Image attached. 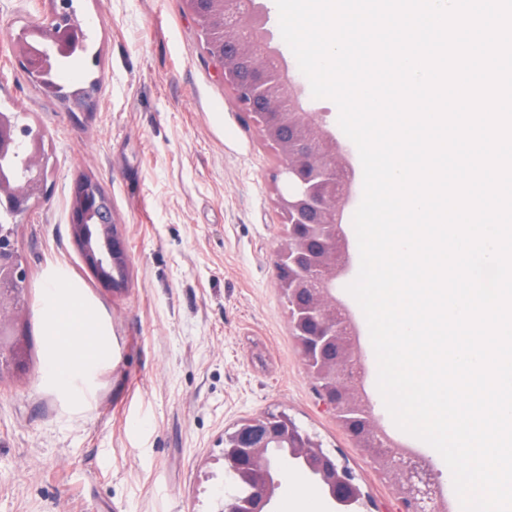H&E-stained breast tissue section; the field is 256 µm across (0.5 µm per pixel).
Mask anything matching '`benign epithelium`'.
Here are the masks:
<instances>
[{
  "label": "benign epithelium",
  "mask_w": 512,
  "mask_h": 512,
  "mask_svg": "<svg viewBox=\"0 0 512 512\" xmlns=\"http://www.w3.org/2000/svg\"><path fill=\"white\" fill-rule=\"evenodd\" d=\"M46 24L66 34L54 45L71 48L77 30L67 19V0H51ZM189 9L205 13L220 5L224 53L216 57L227 85L246 118L273 145L280 174L296 189L278 196L287 232L278 249L277 278L288 304L289 323L308 374L317 382L323 405L378 469L398 489L400 512H447L432 468L417 454L397 447L373 416L364 391L366 374L357 333L347 306L334 294V280L351 264L350 242L343 228L346 203L352 198L354 173L336 138L303 111L299 91L288 76L279 52L270 45L266 17L257 0H186ZM21 69L35 78L45 71L48 56L26 47ZM25 155V172L17 179L0 168V193L18 215L46 197L43 140L18 138L15 126L0 117V159ZM105 197L95 183L83 186V217L71 214L72 239L100 285L111 291L126 279L112 270L125 263L124 246L110 212L97 216ZM15 258L0 262V287L25 279ZM8 295L0 293V351L16 349L14 315ZM224 460L237 482L255 477L248 495L234 497L225 512H273V501L286 467L305 474L311 484L344 512L364 497L352 472L315 437L285 415L253 418L224 440Z\"/></svg>",
  "instance_id": "7a95c632"
}]
</instances>
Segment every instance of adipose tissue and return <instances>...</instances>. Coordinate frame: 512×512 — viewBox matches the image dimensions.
<instances>
[{"label":"adipose tissue","instance_id":"1","mask_svg":"<svg viewBox=\"0 0 512 512\" xmlns=\"http://www.w3.org/2000/svg\"><path fill=\"white\" fill-rule=\"evenodd\" d=\"M44 311L49 338L45 373L67 388L107 355L108 346L93 310L79 299L63 271H55L45 283Z\"/></svg>","mask_w":512,"mask_h":512}]
</instances>
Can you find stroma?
<instances>
[{
  "mask_svg": "<svg viewBox=\"0 0 512 512\" xmlns=\"http://www.w3.org/2000/svg\"><path fill=\"white\" fill-rule=\"evenodd\" d=\"M272 44L304 109L346 148L338 108L311 94L279 29L258 0ZM91 48L81 66L92 103L69 110L21 71L11 40L49 0H0V104L27 113L46 135L47 201L15 229L29 307L21 318L25 372H0V512H222L233 492L224 435L283 413L355 475L371 512H398L395 485L324 409L291 334L278 287L285 226L276 151L247 120L184 0H75ZM112 199L129 286H100L73 243L69 198L79 175ZM65 268L106 334L109 355L79 380L80 395L44 373L43 289ZM351 311L378 424L431 461L449 512L459 500L446 464L393 422L377 388L365 316Z\"/></svg>",
  "mask_w": 512,
  "mask_h": 512,
  "instance_id": "1",
  "label": "stroma"
}]
</instances>
